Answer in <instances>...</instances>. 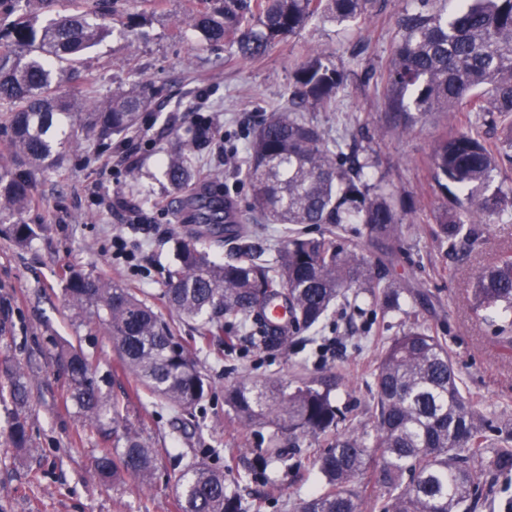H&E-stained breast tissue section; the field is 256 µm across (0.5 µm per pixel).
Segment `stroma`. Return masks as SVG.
Instances as JSON below:
<instances>
[{
    "label": "stroma",
    "instance_id": "stroma-1",
    "mask_svg": "<svg viewBox=\"0 0 512 512\" xmlns=\"http://www.w3.org/2000/svg\"><path fill=\"white\" fill-rule=\"evenodd\" d=\"M407 3L377 0L375 17L366 21H311L262 59L246 60L230 45L201 41L184 25L188 0H162L161 11L135 29L121 21L142 12L143 0H118L120 22L85 55L83 70L103 94L147 81L149 105L138 130L126 143L71 150L53 167L36 171L33 203L23 220L39 225V232L22 248L0 235V361L20 364L29 376L31 433L29 448L10 447V410L0 405V512H178L176 481L201 461L225 471L242 512H296L299 500L319 488L316 471L288 462L264 467L259 443L271 430L241 427L224 401L225 387L244 377L288 382L337 374L339 407L368 422L381 348L414 324L445 341L463 393L480 412L512 423V351L501 349L473 318L470 296L480 267L512 247V222L484 228L477 252L451 249L436 233L447 200L426 166L447 118L428 117L400 136L386 131L381 75L394 49L396 18ZM313 50L343 65L346 79L333 108L309 109L306 117L330 137L361 130L387 190L415 202L387 268L388 278L401 284L398 307L387 311L369 295H348L320 332L295 334L284 350L255 346L238 326L226 327L236 346L228 351L215 341L199 349L211 391L188 411L135 391L119 372L109 336L72 321L61 292L63 274L72 267L92 272L162 306L171 237L183 231L185 212L162 176L160 158L191 139L199 116L209 117L215 143L195 162L198 178L221 176L228 202L247 214L245 145L271 113L290 106L293 73ZM133 159L145 172L135 187L126 174ZM129 201L144 202V223H134ZM52 336L81 345L101 370L114 371L111 394L127 395L132 418L157 453L151 488L131 477L107 486L94 481V461L106 443L68 399L66 377L48 342Z\"/></svg>",
    "mask_w": 512,
    "mask_h": 512
}]
</instances>
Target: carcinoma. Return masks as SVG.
Returning <instances> with one entry per match:
<instances>
[{
	"instance_id": "1",
	"label": "carcinoma",
	"mask_w": 512,
	"mask_h": 512,
	"mask_svg": "<svg viewBox=\"0 0 512 512\" xmlns=\"http://www.w3.org/2000/svg\"><path fill=\"white\" fill-rule=\"evenodd\" d=\"M376 0H198L189 25L209 44L227 42L244 59L299 34L317 18L338 23L372 14ZM96 11L76 10L44 24L43 0H0V20L18 15L0 39L13 50L0 53V103L12 160L0 163V233L23 246L34 234L21 221L32 205L31 172L57 163L62 149L84 140L106 147L126 139L149 104L142 84L100 94L81 74L86 50L112 32L113 0ZM397 42L385 71L388 128L402 134L435 112L465 118L437 139L429 159L432 178L450 204L437 217V232L451 246L472 252L482 242L479 225L512 216V0H410L396 20ZM76 82L77 96L59 91ZM344 71L313 52L294 73L293 106L270 115L246 147L244 177L248 209L260 224H287L273 261L259 260L260 247L230 220L224 192L215 183L193 187V157L209 147L212 130L196 128L191 141L168 153L163 175L183 199L189 232L175 242L165 270L163 298L169 311L199 323V341L224 338V320L254 318L245 332L264 347L288 346L287 332L317 331L336 302L352 291L383 306L396 296L355 246L329 235L310 237L298 225L361 224L387 251L400 240L407 206L375 177L369 149L328 138L298 107L328 108ZM502 127L504 139L489 142L483 127ZM225 233L239 256L215 259L199 241ZM71 317L106 330L123 373L136 386L169 405L188 410L210 392L196 355L147 300L91 272L72 269L63 278ZM473 313L504 349H512V249L481 269L472 281ZM288 309V330L272 329L267 303ZM67 377V394L79 416L112 447L96 460L95 478L107 483L123 474L151 485L155 450L106 387L109 375L70 341L50 340ZM3 372L0 403L13 407L9 442L26 448L29 382L19 367ZM336 377L242 379L225 389V402L245 428L272 426L268 461L280 460L281 437L294 446L338 429L346 415L332 391ZM372 428L349 426L313 459L320 491L299 502V512H477L492 488L512 476V428H499L478 413L458 383L451 352L428 329L413 325L391 341L373 372ZM181 512H241L228 492L224 471L205 464L186 470L177 486Z\"/></svg>"
}]
</instances>
